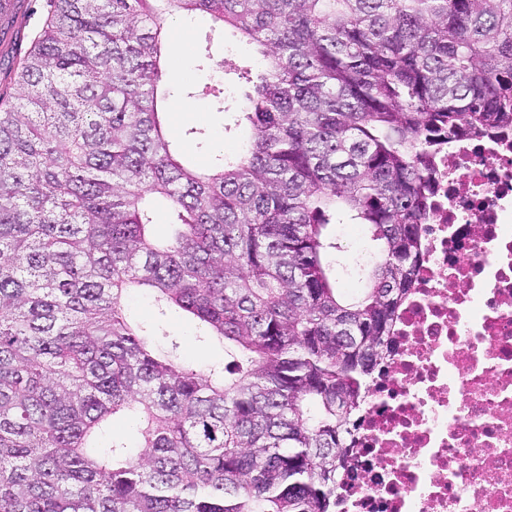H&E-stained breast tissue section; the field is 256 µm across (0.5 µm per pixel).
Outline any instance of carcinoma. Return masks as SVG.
Masks as SVG:
<instances>
[{
    "label": "carcinoma",
    "instance_id": "1",
    "mask_svg": "<svg viewBox=\"0 0 512 512\" xmlns=\"http://www.w3.org/2000/svg\"><path fill=\"white\" fill-rule=\"evenodd\" d=\"M51 2L17 103L0 88V512H336L419 260L420 154L512 123V0ZM193 11L264 61L211 172L157 111L165 22ZM345 218L375 242L353 293ZM132 288L224 362L155 353ZM118 413L134 448L101 444Z\"/></svg>",
    "mask_w": 512,
    "mask_h": 512
}]
</instances>
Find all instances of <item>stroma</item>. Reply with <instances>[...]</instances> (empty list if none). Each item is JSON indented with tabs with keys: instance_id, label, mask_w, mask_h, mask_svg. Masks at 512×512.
Wrapping results in <instances>:
<instances>
[{
	"instance_id": "35a3bbf8",
	"label": "stroma",
	"mask_w": 512,
	"mask_h": 512,
	"mask_svg": "<svg viewBox=\"0 0 512 512\" xmlns=\"http://www.w3.org/2000/svg\"><path fill=\"white\" fill-rule=\"evenodd\" d=\"M50 10L48 0H7L0 8V79L9 72L17 57L30 48ZM179 23L186 30V49L180 60L168 61L163 88L169 91L168 103L163 106L162 121L182 161L189 166L205 167L215 153L235 154L249 135L248 127L237 133L226 132L229 111L247 88L240 72L258 70L261 57L256 47L222 27L209 15L202 13L182 15ZM217 84L224 89V104L203 95L204 86ZM198 105V116L186 121L176 120L173 106L184 100ZM202 131V138H194L192 130ZM130 318L155 325L160 334L158 346H165L168 338H176L186 360L197 369L223 361L224 349L219 345L201 344L196 320L178 309L158 315L152 300L145 295L131 294L125 304Z\"/></svg>"
}]
</instances>
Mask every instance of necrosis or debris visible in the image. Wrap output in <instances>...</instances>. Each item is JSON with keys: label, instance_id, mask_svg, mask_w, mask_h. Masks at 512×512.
Returning <instances> with one entry per match:
<instances>
[{"label": "necrosis or debris", "instance_id": "necrosis-or-debris-1", "mask_svg": "<svg viewBox=\"0 0 512 512\" xmlns=\"http://www.w3.org/2000/svg\"><path fill=\"white\" fill-rule=\"evenodd\" d=\"M421 253L337 512H512V125L434 142Z\"/></svg>", "mask_w": 512, "mask_h": 512}]
</instances>
